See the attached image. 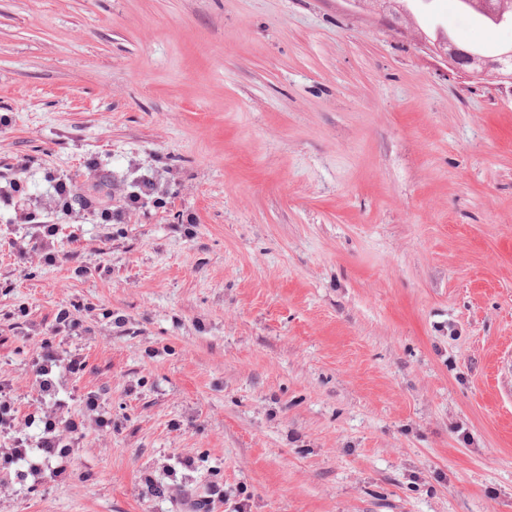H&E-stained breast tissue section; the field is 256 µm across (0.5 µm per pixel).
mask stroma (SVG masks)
<instances>
[{
	"instance_id": "1",
	"label": "stroma",
	"mask_w": 512,
	"mask_h": 512,
	"mask_svg": "<svg viewBox=\"0 0 512 512\" xmlns=\"http://www.w3.org/2000/svg\"><path fill=\"white\" fill-rule=\"evenodd\" d=\"M409 9L0 0V382L24 428L67 305L112 413L0 512H512V84L432 48L512 28Z\"/></svg>"
}]
</instances>
